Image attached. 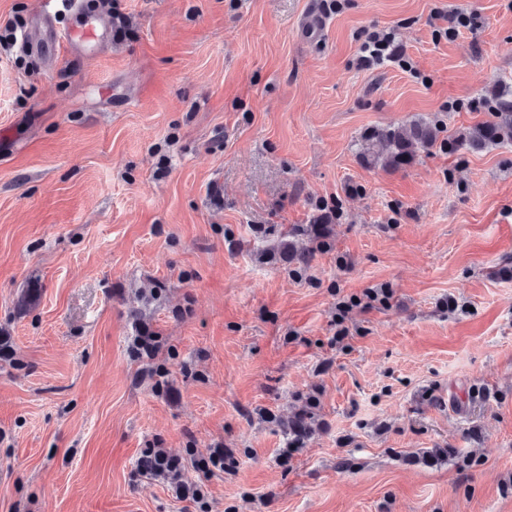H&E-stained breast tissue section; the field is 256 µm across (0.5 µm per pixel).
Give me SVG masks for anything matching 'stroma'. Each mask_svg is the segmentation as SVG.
<instances>
[{"label":"stroma","instance_id":"stroma-1","mask_svg":"<svg viewBox=\"0 0 512 512\" xmlns=\"http://www.w3.org/2000/svg\"><path fill=\"white\" fill-rule=\"evenodd\" d=\"M91 7L127 26L92 58L0 55V512H186L139 459L218 444L206 512H512V142L358 155L490 118L512 0ZM374 30L411 70L360 65ZM323 214L307 266L264 259ZM438 139V130L425 120L400 126L375 127L361 136L359 156L369 166L379 163L395 170L413 164L420 151Z\"/></svg>","mask_w":512,"mask_h":512}]
</instances>
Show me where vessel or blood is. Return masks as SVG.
I'll use <instances>...</instances> for the list:
<instances>
[{
    "instance_id": "obj_1",
    "label": "vessel or blood",
    "mask_w": 512,
    "mask_h": 512,
    "mask_svg": "<svg viewBox=\"0 0 512 512\" xmlns=\"http://www.w3.org/2000/svg\"><path fill=\"white\" fill-rule=\"evenodd\" d=\"M62 13L35 15L21 31L17 47L42 61L62 55H95L110 39L108 23L89 12L84 0H61Z\"/></svg>"
}]
</instances>
